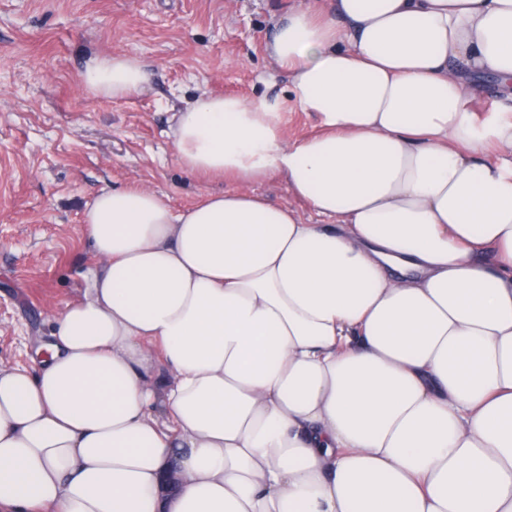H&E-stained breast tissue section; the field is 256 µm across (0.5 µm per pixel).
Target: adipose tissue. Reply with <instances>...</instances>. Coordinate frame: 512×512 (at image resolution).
Masks as SVG:
<instances>
[{"label": "adipose tissue", "instance_id": "1", "mask_svg": "<svg viewBox=\"0 0 512 512\" xmlns=\"http://www.w3.org/2000/svg\"><path fill=\"white\" fill-rule=\"evenodd\" d=\"M267 50L321 133L203 94L177 161L233 190L87 203L84 299L38 372L0 367V512H512V0H327ZM256 194L266 197L270 201L287 203L296 208L304 220L309 224L321 223L322 218L317 216L303 201L295 199L288 190V183L280 175H273L268 179L253 185Z\"/></svg>", "mask_w": 512, "mask_h": 512}]
</instances>
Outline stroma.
<instances>
[{
  "label": "stroma",
  "instance_id": "35a3bbf8",
  "mask_svg": "<svg viewBox=\"0 0 512 512\" xmlns=\"http://www.w3.org/2000/svg\"><path fill=\"white\" fill-rule=\"evenodd\" d=\"M323 0H0V364H29L33 339L84 298L97 260L81 228L104 188L142 186L174 210L230 181L188 175L169 118L201 92L286 95L266 52L273 17ZM136 56L144 88L88 92V58Z\"/></svg>",
  "mask_w": 512,
  "mask_h": 512
}]
</instances>
